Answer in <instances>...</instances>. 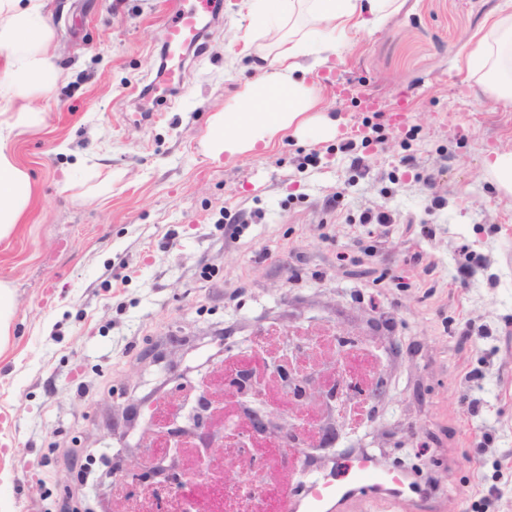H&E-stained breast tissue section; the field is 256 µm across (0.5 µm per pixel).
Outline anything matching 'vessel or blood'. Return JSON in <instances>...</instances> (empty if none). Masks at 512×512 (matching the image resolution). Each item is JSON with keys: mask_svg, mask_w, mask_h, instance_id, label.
Listing matches in <instances>:
<instances>
[{"mask_svg": "<svg viewBox=\"0 0 512 512\" xmlns=\"http://www.w3.org/2000/svg\"><path fill=\"white\" fill-rule=\"evenodd\" d=\"M216 0H173L160 42L162 67L146 89L153 105L174 102L185 90L190 56L206 43L211 28L222 18ZM407 481L391 468L363 456L338 460L336 473L322 489L291 496L287 512H349L352 500L363 498L379 512H420L425 497L407 490Z\"/></svg>", "mask_w": 512, "mask_h": 512, "instance_id": "1", "label": "vessel or blood"}]
</instances>
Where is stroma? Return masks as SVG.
Masks as SVG:
<instances>
[{
	"instance_id": "1",
	"label": "stroma",
	"mask_w": 512,
	"mask_h": 512,
	"mask_svg": "<svg viewBox=\"0 0 512 512\" xmlns=\"http://www.w3.org/2000/svg\"><path fill=\"white\" fill-rule=\"evenodd\" d=\"M166 2L49 0L65 76L33 99L42 122L13 141L33 194L0 242L14 296L0 338V512H54L63 478L96 501L161 385L269 321L397 345L370 450L393 467L432 459L439 512H512V197L484 167L512 150V109L481 100L465 65L504 0H397L312 77L336 135L289 130L229 160L205 151L209 121L272 41L244 44L248 4L222 0L175 107L136 111ZM375 124L384 138L358 147L368 172L353 176L339 146ZM439 165L436 187L416 180ZM367 208L396 221L360 223ZM463 245L493 264L461 285ZM465 318L492 335L462 339ZM474 368L484 379L465 382ZM466 395L480 398L485 430L464 414ZM493 485L504 496L488 508Z\"/></svg>"
}]
</instances>
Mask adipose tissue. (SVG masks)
I'll list each match as a JSON object with an SVG mask.
<instances>
[{"instance_id":"1","label":"adipose tissue","mask_w":512,"mask_h":512,"mask_svg":"<svg viewBox=\"0 0 512 512\" xmlns=\"http://www.w3.org/2000/svg\"><path fill=\"white\" fill-rule=\"evenodd\" d=\"M249 2L245 40L274 36L276 53L234 103L211 118L206 150L216 159L268 146L291 128L335 133V122L316 116L318 98L304 77L381 25L397 0ZM53 40L46 0H0V48L6 52L0 71V241L12 235L30 204V176L17 164L12 143L40 120L30 106L33 95L50 93L62 77ZM466 66L488 101L512 106V10L488 22Z\"/></svg>"}]
</instances>
